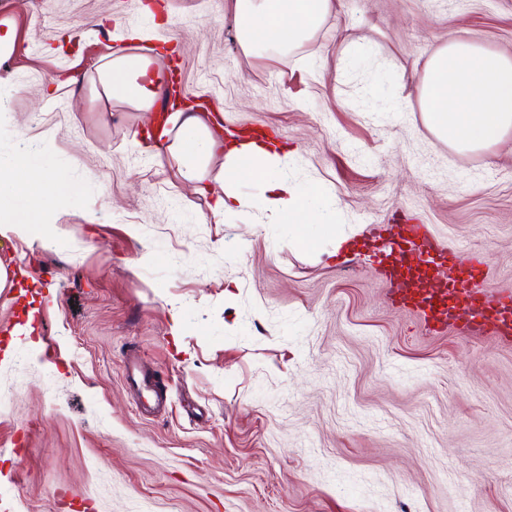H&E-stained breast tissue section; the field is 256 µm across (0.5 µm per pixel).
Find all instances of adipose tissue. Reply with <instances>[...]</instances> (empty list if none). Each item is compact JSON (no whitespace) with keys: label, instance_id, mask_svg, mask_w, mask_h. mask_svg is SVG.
Masks as SVG:
<instances>
[{"label":"adipose tissue","instance_id":"obj_1","mask_svg":"<svg viewBox=\"0 0 512 512\" xmlns=\"http://www.w3.org/2000/svg\"><path fill=\"white\" fill-rule=\"evenodd\" d=\"M238 24V39L248 50L287 51L321 25L334 9V0H231ZM113 98L149 111L161 96L164 79L146 53L116 56L104 46L98 58ZM429 129L449 145L471 151L491 147L512 133V57L488 51L459 37H449L435 50L425 70L420 96ZM154 140L167 143L178 157L177 175L193 191H201L213 161H220L222 192L210 212L213 223L225 215L256 207L269 217L282 220L310 215L336 235L337 245L348 237L340 233L337 216L324 201L322 190L307 194L288 173L272 139L235 138L222 144L202 117L193 110H178L171 126L157 129ZM256 179L261 192L255 199L241 196L236 185L242 176ZM17 189L26 201L19 224L39 223L48 182L30 158H17L1 187Z\"/></svg>","mask_w":512,"mask_h":512}]
</instances>
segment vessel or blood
I'll return each mask as SVG.
<instances>
[{
	"label": "vessel or blood",
	"instance_id": "obj_1",
	"mask_svg": "<svg viewBox=\"0 0 512 512\" xmlns=\"http://www.w3.org/2000/svg\"><path fill=\"white\" fill-rule=\"evenodd\" d=\"M407 262L422 277L448 262L457 266L458 276L451 287L425 294L406 285L402 271ZM373 263L385 280L392 303L401 309L415 310L428 331H447L455 324V312L464 303L473 315L471 321L463 325V335H481L490 330L501 339L512 338V294L490 295L481 256L474 254L460 259L432 234L428 225H401L399 234L389 245L388 255L375 257Z\"/></svg>",
	"mask_w": 512,
	"mask_h": 512
}]
</instances>
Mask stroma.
<instances>
[{"label":"stroma","mask_w":512,"mask_h":512,"mask_svg":"<svg viewBox=\"0 0 512 512\" xmlns=\"http://www.w3.org/2000/svg\"><path fill=\"white\" fill-rule=\"evenodd\" d=\"M228 4L0 0V170L27 154L66 182L56 223L0 232V512H512V342L429 334L312 221L209 222L95 69L140 35L210 118L290 147L352 246L426 224L512 294V135L454 150L419 103L448 16L512 56V0H339L263 55ZM133 352L165 398L149 412Z\"/></svg>","instance_id":"obj_1"}]
</instances>
